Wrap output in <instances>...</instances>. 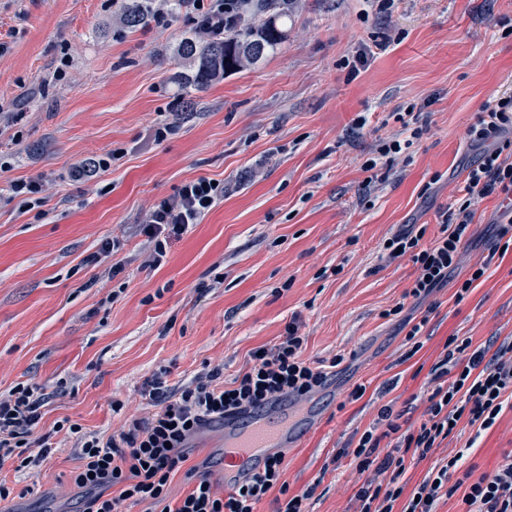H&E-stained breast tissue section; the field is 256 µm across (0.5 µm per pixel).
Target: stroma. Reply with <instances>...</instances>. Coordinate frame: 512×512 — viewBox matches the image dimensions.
I'll return each mask as SVG.
<instances>
[{
	"instance_id": "stroma-1",
	"label": "stroma",
	"mask_w": 512,
	"mask_h": 512,
	"mask_svg": "<svg viewBox=\"0 0 512 512\" xmlns=\"http://www.w3.org/2000/svg\"><path fill=\"white\" fill-rule=\"evenodd\" d=\"M365 7L292 0L279 50L184 93L171 48L193 29L185 14L131 30L112 0H0V111L11 118L0 125V397L21 382L41 387L38 431L54 449L39 468H0L12 491L0 512H80L76 438L53 432L56 421L108 436L148 415L142 388L163 369L174 389L215 367L231 383L295 315L306 358L342 362L325 389L290 399L298 438L283 478L290 492L312 489L309 512H359L364 477L347 451L369 428L395 444L382 409L420 426L449 337L478 347L512 336V251L454 297L495 242L500 197L476 202L454 283L421 303L403 298L417 275L410 257L390 262L382 250L411 228L430 245L442 212L462 199L480 156L466 130L485 101L512 92L502 26L512 0H397L388 16ZM385 28L399 40L371 53ZM65 46L71 60L57 81ZM411 105L422 138L409 157H376L378 141L400 130L395 113ZM160 123L170 129L157 142ZM108 155L110 167L77 177ZM372 157L385 182L369 183ZM199 177L222 181L223 200L150 264L145 213ZM30 178L45 184L43 210L8 200L11 182ZM110 241L124 266L113 278L93 260ZM400 301L403 316L428 320L420 350L403 316L383 315ZM460 449L476 473L496 470L512 454V410L482 435L457 428L424 461H407L403 482L415 487ZM187 464L224 493L219 428L194 437Z\"/></svg>"
}]
</instances>
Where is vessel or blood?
I'll list each match as a JSON object with an SVG mask.
<instances>
[{"label": "vessel or blood", "mask_w": 512, "mask_h": 512, "mask_svg": "<svg viewBox=\"0 0 512 512\" xmlns=\"http://www.w3.org/2000/svg\"><path fill=\"white\" fill-rule=\"evenodd\" d=\"M289 446V436L275 411L265 410L247 421H226L224 447L231 451L232 466L224 472L225 486H232L263 467V451H282Z\"/></svg>", "instance_id": "vessel-or-blood-1"}]
</instances>
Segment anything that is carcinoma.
<instances>
[{"label": "carcinoma", "instance_id": "carcinoma-1", "mask_svg": "<svg viewBox=\"0 0 512 512\" xmlns=\"http://www.w3.org/2000/svg\"><path fill=\"white\" fill-rule=\"evenodd\" d=\"M236 10L238 20L224 36L195 30L174 45L173 56L184 67L178 75L184 89L203 90L227 74L255 66L287 38L280 0H237ZM152 14L150 0H129L122 23L137 29L145 26Z\"/></svg>", "mask_w": 512, "mask_h": 512}]
</instances>
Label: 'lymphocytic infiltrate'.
I'll return each mask as SVG.
<instances>
[{
  "label": "lymphocytic infiltrate",
  "instance_id": "obj_1",
  "mask_svg": "<svg viewBox=\"0 0 512 512\" xmlns=\"http://www.w3.org/2000/svg\"><path fill=\"white\" fill-rule=\"evenodd\" d=\"M185 14L197 29L223 35L233 23L224 0H180ZM471 146L480 149L476 166L469 168L463 202L441 215V234L429 246H421V234L401 231L386 239L383 250L388 259L410 255L417 276L407 295L421 300L447 283L457 268L462 249L470 240L473 199L501 195L512 199V93L493 97L479 109L477 120L466 131ZM224 198L223 184L200 177L183 184L177 192L154 204L144 222L154 249L152 264L166 255L168 238L181 234ZM497 242L487 256L470 269L455 292L463 300L484 278L495 259L512 250V213L499 223ZM306 338L298 318H291L280 342L260 346L250 353V366L232 385L219 382L220 369H212L191 384L172 390L164 374L145 384L144 394L153 407L145 417L133 416L124 427L102 438L83 433L79 424L56 422L55 431L74 435L80 464L71 473L72 484L88 498L83 512H121L124 502L148 501L161 512H255L266 496H273L276 512H306L311 490L289 494L283 481L284 455H269L262 470L217 495L210 480L198 476L193 489L179 502L169 503L172 477L187 459L192 436L211 422L244 414L260 405L285 398H300L324 387L336 368L337 359H305ZM444 360L456 368L454 379L437 387L429 398L428 419L418 430L401 431L392 422L391 409L381 413L389 432L399 440L387 452H380V439L373 430L359 437L352 451L359 472L373 471L356 493L360 512H435L440 500L457 491L450 478L463 460L457 451L445 466L428 473L412 491H405L398 479L405 470L406 457L425 460L437 441L448 438L459 423L482 432L496 422L505 408H512V337L504 338L494 353L472 348L470 340L449 337ZM44 399L37 386L17 384L8 398H0V467L15 462L24 470L41 466L51 446L32 447L31 438L42 418ZM118 495H111V488ZM463 512H512V455L494 472L474 479L462 498Z\"/></svg>",
  "mask_w": 512,
  "mask_h": 512
}]
</instances>
